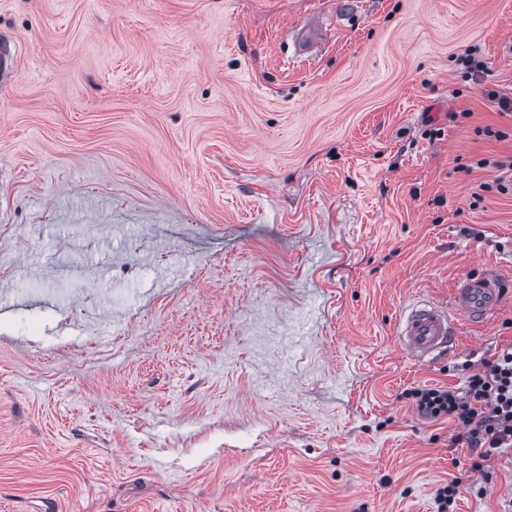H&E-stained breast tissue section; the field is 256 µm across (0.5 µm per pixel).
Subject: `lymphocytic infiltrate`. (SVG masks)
<instances>
[{"label":"lymphocytic infiltrate","instance_id":"1","mask_svg":"<svg viewBox=\"0 0 512 512\" xmlns=\"http://www.w3.org/2000/svg\"><path fill=\"white\" fill-rule=\"evenodd\" d=\"M468 371L464 386L417 388L410 395L422 418L457 422L484 461L512 447V346Z\"/></svg>","mask_w":512,"mask_h":512}]
</instances>
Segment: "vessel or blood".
<instances>
[{"label": "vessel or blood", "mask_w": 512, "mask_h": 512, "mask_svg": "<svg viewBox=\"0 0 512 512\" xmlns=\"http://www.w3.org/2000/svg\"><path fill=\"white\" fill-rule=\"evenodd\" d=\"M325 34L319 21L300 27L294 40L295 54L312 55ZM501 302L498 275L486 271L466 276L454 288L449 306L426 302L400 315V346L416 360H433L452 348L459 319L488 321Z\"/></svg>", "instance_id": "vessel-or-blood-1"}]
</instances>
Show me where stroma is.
Listing matches in <instances>:
<instances>
[{
  "label": "stroma",
  "instance_id": "1",
  "mask_svg": "<svg viewBox=\"0 0 512 512\" xmlns=\"http://www.w3.org/2000/svg\"><path fill=\"white\" fill-rule=\"evenodd\" d=\"M0 41V512H512V449L409 396L512 344V0H0ZM326 29L322 22L313 21L296 30L294 52L298 56H310L323 41ZM498 275L483 272L458 282L450 300L451 308L422 303L399 317L401 348L418 361H430L453 348L457 334L456 317L487 322L502 302Z\"/></svg>",
  "mask_w": 512,
  "mask_h": 512
}]
</instances>
